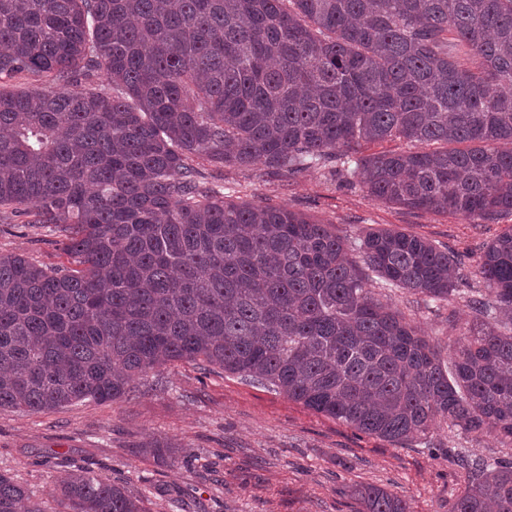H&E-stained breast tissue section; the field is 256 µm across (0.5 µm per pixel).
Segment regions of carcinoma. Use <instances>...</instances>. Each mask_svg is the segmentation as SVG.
Listing matches in <instances>:
<instances>
[{
  "instance_id": "1",
  "label": "carcinoma",
  "mask_w": 512,
  "mask_h": 512,
  "mask_svg": "<svg viewBox=\"0 0 512 512\" xmlns=\"http://www.w3.org/2000/svg\"><path fill=\"white\" fill-rule=\"evenodd\" d=\"M97 73L110 88H81ZM18 74L76 89L0 88V209L73 229L82 269L0 255V409L129 398L189 361L397 445L439 422L512 444V226L484 247L488 297L447 364L333 225L226 200L191 163L340 164L387 204L512 213V0H0V81ZM396 139L425 149L366 153ZM356 248L388 288L459 291V257L425 238L372 228ZM461 463L451 512H512V460ZM57 503L145 512L87 470ZM0 512L44 510L0 474Z\"/></svg>"
}]
</instances>
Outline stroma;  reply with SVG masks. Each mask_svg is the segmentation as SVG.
<instances>
[{"label": "stroma", "instance_id": "obj_1", "mask_svg": "<svg viewBox=\"0 0 512 512\" xmlns=\"http://www.w3.org/2000/svg\"><path fill=\"white\" fill-rule=\"evenodd\" d=\"M195 165L207 185L230 199L287 207L335 224L349 241L371 228H396L463 255L460 293L435 305L366 274L377 296L442 346L472 318L467 299L484 288L475 274L484 246L512 225V213L483 222L381 203L340 169L291 176L259 164L222 167L199 159ZM62 241L32 215L0 214V254L19 253L45 268L73 266ZM137 386L127 400L1 409L0 473L27 488L44 512H56L55 485L76 467L124 483L147 512H355L352 490L368 484L405 499L410 512H451L467 479L450 462L449 448L512 459V446L494 434L442 424L429 446L404 448L187 361L158 368ZM153 443L173 445L172 461H157L148 451Z\"/></svg>", "mask_w": 512, "mask_h": 512}]
</instances>
